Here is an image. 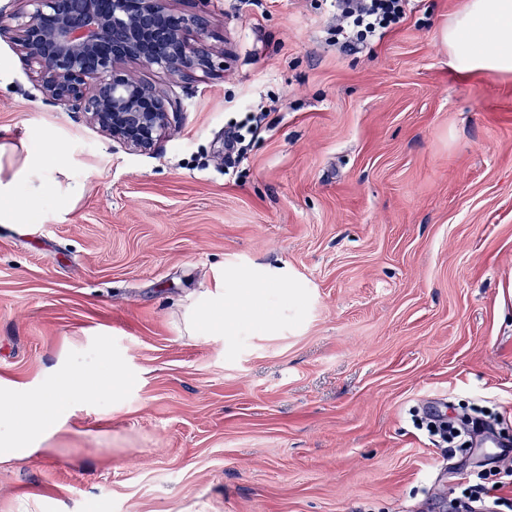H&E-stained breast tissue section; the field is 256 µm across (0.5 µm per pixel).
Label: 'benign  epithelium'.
Wrapping results in <instances>:
<instances>
[{
  "instance_id": "benign-epithelium-1",
  "label": "benign epithelium",
  "mask_w": 512,
  "mask_h": 512,
  "mask_svg": "<svg viewBox=\"0 0 512 512\" xmlns=\"http://www.w3.org/2000/svg\"><path fill=\"white\" fill-rule=\"evenodd\" d=\"M32 10L16 25L24 60L38 64L40 88L53 103L83 112L91 125L133 153H149L171 130L178 105L132 77L131 64L172 76L209 73L224 52L202 53L192 39L201 15L171 0H84L78 14L58 0H25ZM151 16L143 27L139 19Z\"/></svg>"
}]
</instances>
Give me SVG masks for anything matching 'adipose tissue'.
<instances>
[{"instance_id": "obj_1", "label": "adipose tissue", "mask_w": 512, "mask_h": 512, "mask_svg": "<svg viewBox=\"0 0 512 512\" xmlns=\"http://www.w3.org/2000/svg\"><path fill=\"white\" fill-rule=\"evenodd\" d=\"M512 29V0H467L443 32L452 66L463 73H512V46L498 38L501 30ZM54 169L47 157L31 151L21 140H0V224L35 223L38 201L61 196ZM76 198V191H69ZM224 284L216 282L205 303L185 313V329L193 335L224 323ZM101 383L80 366L67 363L54 373L50 383L29 392L23 403L24 416L0 410V460L19 461L30 457L37 444L46 439L62 418L65 395L77 393L93 401Z\"/></svg>"}]
</instances>
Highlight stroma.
<instances>
[{
    "instance_id": "35a3bbf8",
    "label": "stroma",
    "mask_w": 512,
    "mask_h": 512,
    "mask_svg": "<svg viewBox=\"0 0 512 512\" xmlns=\"http://www.w3.org/2000/svg\"><path fill=\"white\" fill-rule=\"evenodd\" d=\"M463 5L417 0L342 56L330 0H209L223 70L137 72L182 106L148 154L47 101L0 37V137L63 144L81 192L0 224V381L123 375L0 462V512H438L484 450L447 454L432 403L512 440V74L452 67ZM252 106L265 131L225 174ZM219 271L267 319L189 335Z\"/></svg>"
}]
</instances>
